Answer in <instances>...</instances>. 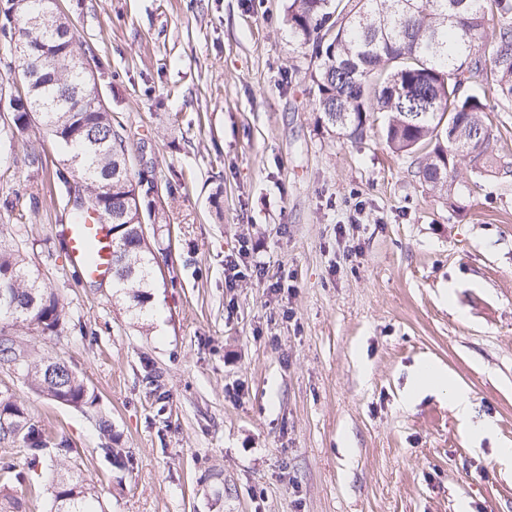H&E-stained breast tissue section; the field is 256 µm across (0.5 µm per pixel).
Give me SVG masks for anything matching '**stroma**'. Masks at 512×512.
<instances>
[{
	"label": "stroma",
	"mask_w": 512,
	"mask_h": 512,
	"mask_svg": "<svg viewBox=\"0 0 512 512\" xmlns=\"http://www.w3.org/2000/svg\"><path fill=\"white\" fill-rule=\"evenodd\" d=\"M61 5L167 221L144 227L157 264L138 319L70 264L53 138L0 141V198L20 197L0 245L65 303L61 335L22 341L97 401L62 405L1 368L0 391L67 446L101 512H512V109L491 115L481 194L452 212L378 126H324L288 0ZM425 359L469 387L471 423L435 393L406 403Z\"/></svg>",
	"instance_id": "stroma-1"
}]
</instances>
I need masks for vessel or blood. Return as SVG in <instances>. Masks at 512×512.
<instances>
[{
	"label": "vessel or blood",
	"mask_w": 512,
	"mask_h": 512,
	"mask_svg": "<svg viewBox=\"0 0 512 512\" xmlns=\"http://www.w3.org/2000/svg\"><path fill=\"white\" fill-rule=\"evenodd\" d=\"M64 234L68 255L82 276L96 281L108 279L113 248L110 225L91 213L83 223L67 225Z\"/></svg>",
	"instance_id": "1"
}]
</instances>
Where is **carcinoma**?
Instances as JSON below:
<instances>
[{"label":"carcinoma","mask_w":512,"mask_h":512,"mask_svg":"<svg viewBox=\"0 0 512 512\" xmlns=\"http://www.w3.org/2000/svg\"><path fill=\"white\" fill-rule=\"evenodd\" d=\"M498 28L483 48L488 15ZM38 21L40 43L15 60L19 72H34L44 54L60 58L26 86L35 117L11 113L0 138L11 142L38 122L63 152L56 177L78 178L83 191L72 201L71 219L97 213L112 226V283L131 312L142 313L151 298L152 250L142 225L163 223L153 181L133 173L123 126L112 113L59 106L67 93L92 101L97 86L70 61L73 24L58 0H4L0 4V47L11 52ZM289 36L310 49L315 104L327 127L351 140L363 138L374 113L385 114L386 142L397 153L425 152L419 181L458 211L461 199L481 189L493 142L488 113L512 106V0H289ZM468 176L460 179L461 170ZM64 330L60 297L43 287L17 250L0 246V367L14 368L38 393L82 408L94 392L63 361L15 341L17 333L58 336ZM0 435L20 441L27 466L36 471L47 456L45 429L25 409L0 394ZM54 512H97L95 486L58 478L51 484Z\"/></svg>","instance_id":"1"}]
</instances>
